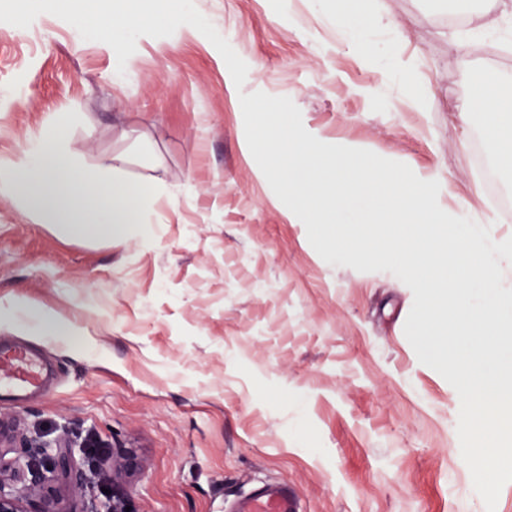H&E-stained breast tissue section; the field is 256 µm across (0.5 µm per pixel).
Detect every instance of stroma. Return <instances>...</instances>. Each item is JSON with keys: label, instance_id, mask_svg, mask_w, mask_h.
<instances>
[{"label": "stroma", "instance_id": "35a3bbf8", "mask_svg": "<svg viewBox=\"0 0 512 512\" xmlns=\"http://www.w3.org/2000/svg\"><path fill=\"white\" fill-rule=\"evenodd\" d=\"M251 67L236 88L193 27L143 37L129 73L50 14L0 32V160L64 116L84 166L120 156L148 185L162 167L181 205L157 209L147 239L114 245L33 223L0 197V301L41 306L64 334L0 322V342L36 350L49 394L15 412L27 436L101 454L88 498L112 486V451L141 463L122 486L131 512H231L272 482L300 512H486L460 464L454 388L419 362L404 333L410 288L391 272L324 261L256 175L239 97H289L328 143L358 142L414 171H439L457 199L512 237V212L483 187L489 156L448 107L466 78L512 79V55L485 40L477 0H377L386 30L368 61L342 42L313 0H194ZM416 61L418 112L394 72Z\"/></svg>", "mask_w": 512, "mask_h": 512}]
</instances>
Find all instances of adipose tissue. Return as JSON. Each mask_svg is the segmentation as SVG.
I'll list each match as a JSON object with an SVG mask.
<instances>
[{
    "label": "adipose tissue",
    "instance_id": "adipose-tissue-1",
    "mask_svg": "<svg viewBox=\"0 0 512 512\" xmlns=\"http://www.w3.org/2000/svg\"><path fill=\"white\" fill-rule=\"evenodd\" d=\"M317 6L331 17L337 33L367 59L379 54L372 39L375 31L400 29L398 20L381 15L373 0H317ZM452 112L463 126L480 129L496 168L511 173L512 80L491 86L469 77ZM63 127L60 121L48 125L27 138L16 158L0 162V195L16 200L32 221L53 229L88 230L126 243L147 237L159 204L179 206L163 175H155L145 190L130 181L119 165L83 167ZM0 317L44 332L71 328L52 310L14 302L0 305Z\"/></svg>",
    "mask_w": 512,
    "mask_h": 512
}]
</instances>
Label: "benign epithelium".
Segmentation results:
<instances>
[{
    "mask_svg": "<svg viewBox=\"0 0 512 512\" xmlns=\"http://www.w3.org/2000/svg\"><path fill=\"white\" fill-rule=\"evenodd\" d=\"M20 417L0 416V512H126L121 495L122 481L140 469L139 461L118 450L112 451V509L106 504L76 510L82 501L84 474L70 444L62 439L52 457L53 473L69 480L71 493L57 494L41 473L42 459L31 455L26 461L9 456L18 437Z\"/></svg>",
    "mask_w": 512,
    "mask_h": 512,
    "instance_id": "benign-epithelium-1",
    "label": "benign epithelium"
}]
</instances>
